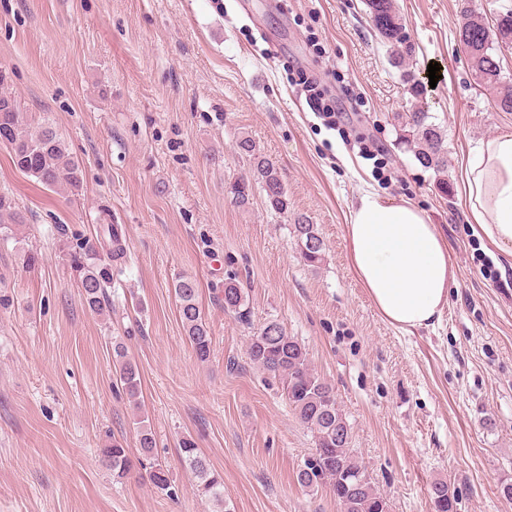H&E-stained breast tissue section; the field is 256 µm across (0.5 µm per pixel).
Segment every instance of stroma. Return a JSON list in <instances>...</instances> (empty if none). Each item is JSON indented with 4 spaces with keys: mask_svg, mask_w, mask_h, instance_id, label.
I'll list each match as a JSON object with an SVG mask.
<instances>
[{
    "mask_svg": "<svg viewBox=\"0 0 512 512\" xmlns=\"http://www.w3.org/2000/svg\"><path fill=\"white\" fill-rule=\"evenodd\" d=\"M460 2L397 0L419 75L440 67L426 104L455 186L472 148L512 130V112L474 82ZM291 61L330 94L353 87L357 119L326 128L292 86ZM0 69L31 126L51 123L85 167L79 195L49 189L0 144V194L24 218L0 234V512H216L182 463L185 438L223 477L226 512H339L327 488L298 484L312 434L281 381L248 357L271 320L332 385L389 512H433L438 481L457 493V512H512L499 493L512 482V260L400 145L398 118L417 103L363 0H0ZM242 136L278 167L287 212L259 189L245 209L227 196L252 169ZM359 139L385 147L391 181ZM370 190L410 200L448 242L455 280L433 326L385 321L351 269L347 213ZM300 216L320 229L319 266L295 246ZM104 224L120 226L127 260L97 315L66 251ZM484 258L501 282L484 276ZM182 276L199 285L204 362L182 327ZM230 277L247 292L248 320L224 309ZM116 340L139 367L137 410L116 380ZM140 418L175 496L142 470L115 479L101 460L114 440L137 450Z\"/></svg>",
    "mask_w": 512,
    "mask_h": 512,
    "instance_id": "stroma-1",
    "label": "stroma"
}]
</instances>
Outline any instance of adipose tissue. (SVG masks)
<instances>
[{
	"instance_id": "obj_1",
	"label": "adipose tissue",
	"mask_w": 512,
	"mask_h": 512,
	"mask_svg": "<svg viewBox=\"0 0 512 512\" xmlns=\"http://www.w3.org/2000/svg\"><path fill=\"white\" fill-rule=\"evenodd\" d=\"M459 195L480 236L512 257V130L472 149ZM346 233L353 272L385 321L413 330L439 319L455 271L425 211L367 191L350 208Z\"/></svg>"
}]
</instances>
